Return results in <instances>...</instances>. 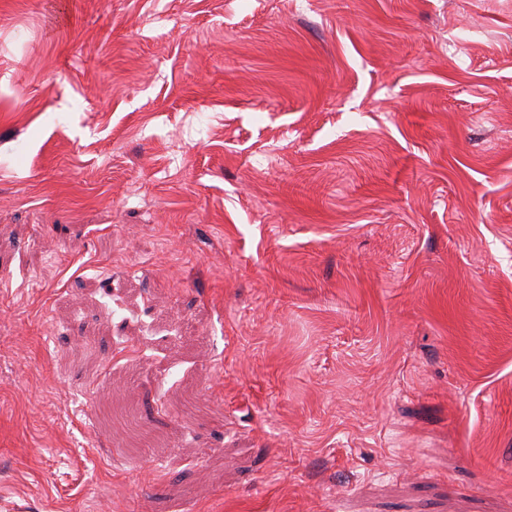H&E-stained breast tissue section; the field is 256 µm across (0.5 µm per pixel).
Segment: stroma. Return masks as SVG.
I'll use <instances>...</instances> for the list:
<instances>
[{"mask_svg": "<svg viewBox=\"0 0 512 512\" xmlns=\"http://www.w3.org/2000/svg\"><path fill=\"white\" fill-rule=\"evenodd\" d=\"M0 512H512V0H0Z\"/></svg>", "mask_w": 512, "mask_h": 512, "instance_id": "stroma-1", "label": "stroma"}]
</instances>
